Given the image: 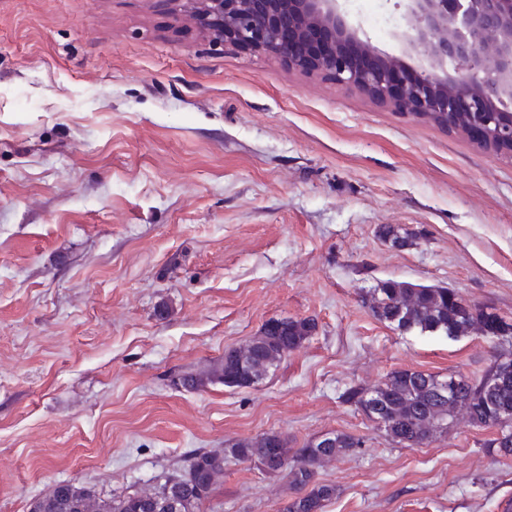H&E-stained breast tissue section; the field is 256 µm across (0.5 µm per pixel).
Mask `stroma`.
I'll return each mask as SVG.
<instances>
[{
    "label": "stroma",
    "instance_id": "35a3bbf8",
    "mask_svg": "<svg viewBox=\"0 0 512 512\" xmlns=\"http://www.w3.org/2000/svg\"><path fill=\"white\" fill-rule=\"evenodd\" d=\"M404 54L398 0H346ZM415 233L392 248L381 225ZM512 318V161L266 55L212 47L180 0H0V512L57 482L152 485L194 449L276 432L361 448L324 461V512H504L512 459L458 418L388 440L350 384L481 375L478 336L404 334L380 281ZM314 335L249 388L187 390L279 317ZM287 480L228 462L198 512H283Z\"/></svg>",
    "mask_w": 512,
    "mask_h": 512
}]
</instances>
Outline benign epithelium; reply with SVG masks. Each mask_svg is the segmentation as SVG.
Instances as JSON below:
<instances>
[{
    "mask_svg": "<svg viewBox=\"0 0 512 512\" xmlns=\"http://www.w3.org/2000/svg\"><path fill=\"white\" fill-rule=\"evenodd\" d=\"M181 2L216 49L270 55L414 117L465 116L475 141L512 150V123L498 118L512 107V0H400V37L420 61L406 76L368 50L343 0Z\"/></svg>",
    "mask_w": 512,
    "mask_h": 512,
    "instance_id": "7a95c632",
    "label": "benign epithelium"
}]
</instances>
